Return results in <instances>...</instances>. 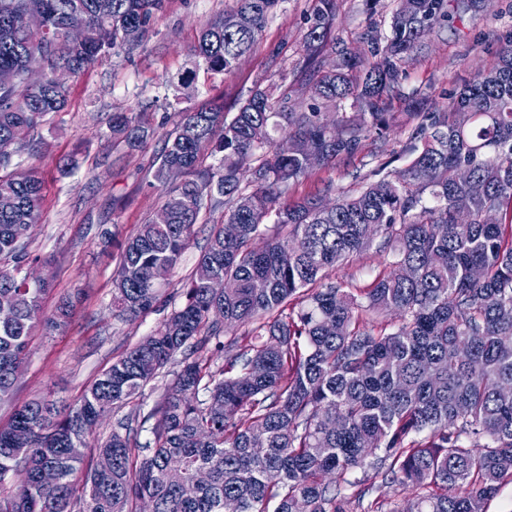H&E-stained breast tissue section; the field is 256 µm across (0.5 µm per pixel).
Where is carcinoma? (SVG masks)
<instances>
[{
  "mask_svg": "<svg viewBox=\"0 0 512 512\" xmlns=\"http://www.w3.org/2000/svg\"><path fill=\"white\" fill-rule=\"evenodd\" d=\"M169 0H0V70L16 82L0 87V392L14 386L32 332L62 331L72 304L49 315L47 282L29 283L38 261L26 246L43 205L40 143L32 133L61 111L67 89L51 78L66 66L79 74L127 48L123 32L141 29L139 45ZM282 0H235L240 27L207 22L192 49L193 67L177 86L192 89L233 72ZM39 6L46 30L15 28L14 14ZM83 13L76 44L67 18ZM336 0H314L303 38L311 64L309 103L291 98L286 81L257 84L225 106L209 103L177 113L159 142L153 180L165 190L160 210L120 244L112 276V310L135 319L157 304L158 265L175 269L195 237L201 211L223 210L186 283L185 302L149 336L106 368L71 407L43 397L15 410L0 427V483L21 477L0 512H347L339 478L371 468L411 489L398 512H484L485 501L512 482V41L499 63L448 95V103L411 96L410 128L397 174L389 162L356 175L359 187L336 193L331 182L301 199L290 192L314 171L350 162L371 134L395 125L402 65L427 31L448 20V0H396L388 33L359 36L364 51L336 46ZM338 53L333 72L318 62ZM359 110L353 123L344 102ZM150 102L114 112L112 149L134 150L156 135ZM31 163L6 171L14 150ZM322 162L310 164L311 154ZM216 159L209 163L207 159ZM182 172L178 183L168 169ZM336 205L322 208L326 196ZM471 221H455L457 199ZM238 233L225 235V225ZM375 249L391 252L389 269L367 288L329 271ZM216 275L234 282L217 296ZM399 314V322L381 317ZM240 327L250 339L239 346ZM231 340L224 342L221 336ZM214 344L228 369L213 372L196 354ZM183 353L180 369L153 410L132 412L88 454V424L144 394ZM152 439L138 434L148 421ZM24 431L28 442L16 441ZM112 459V469L100 460ZM44 468L58 481L42 483ZM209 472L203 484L198 470ZM84 472L82 486L73 481Z\"/></svg>",
  "mask_w": 512,
  "mask_h": 512,
  "instance_id": "obj_1",
  "label": "carcinoma"
}]
</instances>
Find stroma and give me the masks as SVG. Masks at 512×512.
I'll list each match as a JSON object with an SVG mask.
<instances>
[{"label":"stroma","instance_id":"35a3bbf8","mask_svg":"<svg viewBox=\"0 0 512 512\" xmlns=\"http://www.w3.org/2000/svg\"><path fill=\"white\" fill-rule=\"evenodd\" d=\"M232 5L233 0H169L144 47L103 58L70 77L64 110L35 131L46 148L45 201L28 250L49 283L43 307L52 309L60 297L73 293L80 300L65 334L34 330L23 373L11 396L0 401V424L48 393L64 405L78 403L97 375L184 303L185 283L206 244L204 233L184 254L153 311L132 321L112 315L117 251L105 246L104 236L130 235L161 207L164 194L150 185L155 143L116 159L108 121L113 112H136L149 100L154 104L152 122L163 134L190 103L220 97L230 104L246 98L256 83L279 81L300 67L312 0H282L232 74L221 82L197 81L193 99L175 100L169 78L189 67L201 26ZM393 7V0H336L334 33L352 45L369 23L387 30ZM448 11V22L428 33L404 65V92L434 97L452 92L474 74L493 68L501 47L512 39V0H450ZM404 131L399 125L387 139L368 137L365 153L354 164L318 170L296 186L295 196L313 193L323 181L332 182L337 191L350 190L355 173H366L379 161L401 171L407 164L398 155ZM72 153L79 158L78 168L60 170L59 159Z\"/></svg>","mask_w":512,"mask_h":512}]
</instances>
